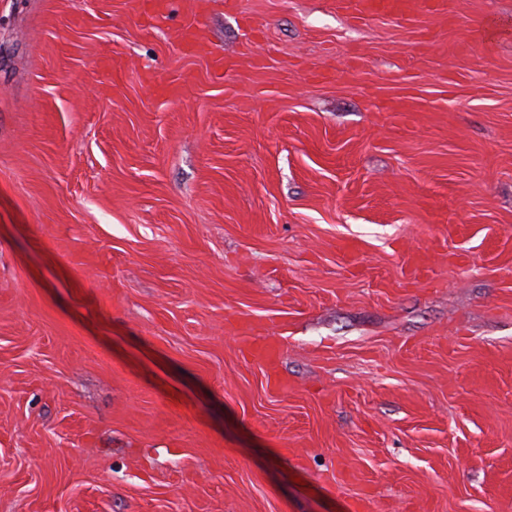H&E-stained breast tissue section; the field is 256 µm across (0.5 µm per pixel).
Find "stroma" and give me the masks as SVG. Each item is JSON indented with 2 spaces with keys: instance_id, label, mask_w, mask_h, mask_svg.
Wrapping results in <instances>:
<instances>
[{
  "instance_id": "35a3bbf8",
  "label": "stroma",
  "mask_w": 512,
  "mask_h": 512,
  "mask_svg": "<svg viewBox=\"0 0 512 512\" xmlns=\"http://www.w3.org/2000/svg\"><path fill=\"white\" fill-rule=\"evenodd\" d=\"M195 2L0 0V512H512V0ZM343 9L354 18L378 14L409 17L417 4L427 11H447L445 0H341Z\"/></svg>"
}]
</instances>
